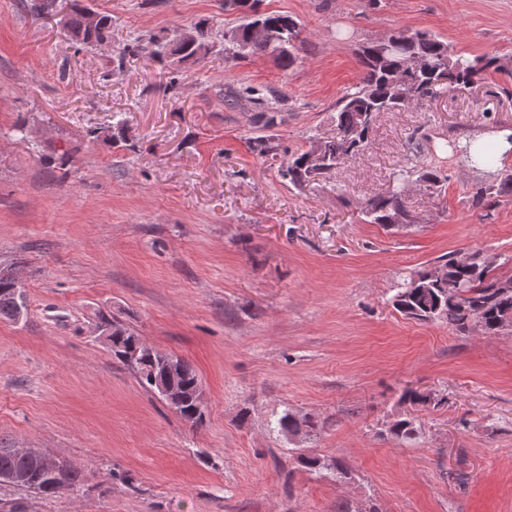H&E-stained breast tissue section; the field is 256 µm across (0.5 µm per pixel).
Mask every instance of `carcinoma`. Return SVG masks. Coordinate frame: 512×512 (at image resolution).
<instances>
[{"mask_svg":"<svg viewBox=\"0 0 512 512\" xmlns=\"http://www.w3.org/2000/svg\"><path fill=\"white\" fill-rule=\"evenodd\" d=\"M260 0H252V16L238 27L224 33L231 43L232 59L270 54L284 70L296 64V43L301 41L302 25L284 11H259ZM66 9L61 19L64 39L72 47L96 48L112 41V15L94 9L89 0H64ZM212 30L206 23L195 26V39L177 40V36L153 39L155 57L171 58L179 64L195 63L207 54ZM400 47L382 53L370 41L357 50L362 68L361 80L345 90L336 103L334 128L336 135L325 138L307 137V145L294 151L281 148L271 135L249 138V148L257 155L278 163V176L295 188L329 175L344 159L356 157L370 145L373 117L379 112H393L406 107V93L415 92L417 99H435L456 87H468L486 71L503 68L495 56L469 58L429 31L403 29L395 32ZM254 108V124L261 130L277 125L279 112L264 98L248 97ZM418 176L425 189L435 192L443 178L423 171L413 164L398 174L388 192L368 202L364 215L371 224L393 225L392 216L404 210L403 195L413 176ZM512 188V173L506 174L498 186H480L472 190V201L479 205L493 191ZM453 284L457 295L448 294ZM512 276L495 272V262L475 253L464 261L448 259L416 274L395 296L393 305L401 314L421 321L442 320L457 336L499 335L512 331ZM17 298L10 279L0 277V320L15 321ZM97 325L110 339L109 349L119 362L139 350V362L133 368L142 387L151 393L169 384L182 396L174 412L185 422L198 426L204 415L196 403L201 379L194 366L178 356L164 354L140 346L141 337L122 320L100 312ZM401 401L412 406L428 407L435 396L426 391L407 389ZM279 431L310 434L320 429L311 415L297 416L285 412L277 422ZM392 435L410 439L417 434L412 420L393 422ZM83 483L82 470L65 461L54 470L45 469L35 458L20 456L11 445L0 442V486H7L36 496H55L63 491H77Z\"/></svg>","mask_w":512,"mask_h":512,"instance_id":"carcinoma-1","label":"carcinoma"}]
</instances>
